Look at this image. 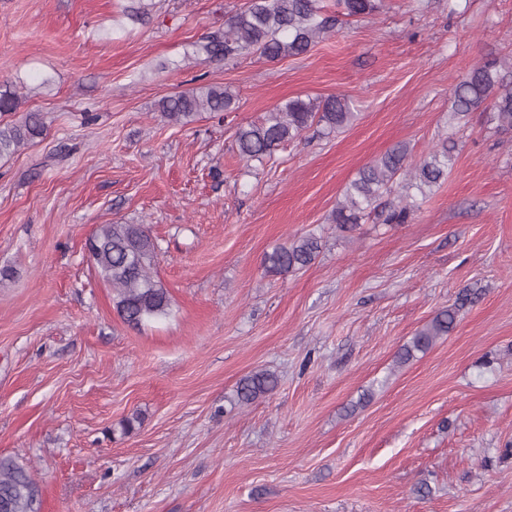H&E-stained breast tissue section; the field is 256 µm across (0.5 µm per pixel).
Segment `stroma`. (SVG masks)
Returning <instances> with one entry per match:
<instances>
[{
    "mask_svg": "<svg viewBox=\"0 0 512 512\" xmlns=\"http://www.w3.org/2000/svg\"><path fill=\"white\" fill-rule=\"evenodd\" d=\"M0 0V89L42 138L0 159V456L40 512H512V136L448 127L469 65L512 58V0H385L298 57L206 59L246 0ZM229 87L230 116L169 123L159 100ZM340 95L356 120L245 162L238 127ZM453 137L447 179L406 224L330 215L398 143ZM143 224L167 318L129 326L85 243ZM313 233L307 268L264 258ZM448 336L395 356L441 310ZM279 383L238 408V382ZM135 422L113 436L122 420Z\"/></svg>",
    "mask_w": 512,
    "mask_h": 512,
    "instance_id": "obj_1",
    "label": "stroma"
}]
</instances>
